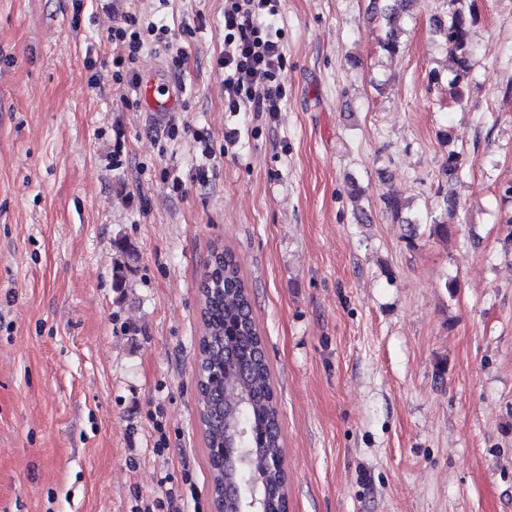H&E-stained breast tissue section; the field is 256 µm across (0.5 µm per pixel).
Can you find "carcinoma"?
I'll list each match as a JSON object with an SVG mask.
<instances>
[{
    "mask_svg": "<svg viewBox=\"0 0 512 512\" xmlns=\"http://www.w3.org/2000/svg\"><path fill=\"white\" fill-rule=\"evenodd\" d=\"M437 18L453 58L448 96H462L474 67L471 27L475 0H449ZM465 166L452 151L444 174L453 180ZM203 332L196 360L199 421L207 445L215 512H241L243 502L224 487L256 488L266 512H287L281 409L248 285L232 252L216 249L199 282Z\"/></svg>",
    "mask_w": 512,
    "mask_h": 512,
    "instance_id": "obj_1",
    "label": "carcinoma"
}]
</instances>
